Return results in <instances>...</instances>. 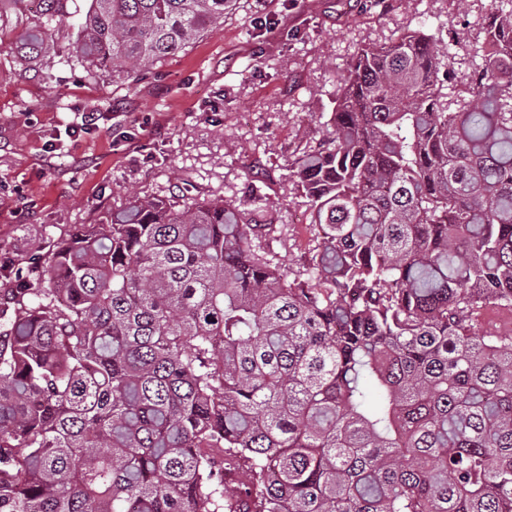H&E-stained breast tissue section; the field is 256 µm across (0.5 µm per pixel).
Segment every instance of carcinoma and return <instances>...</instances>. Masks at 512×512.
Here are the masks:
<instances>
[{
	"label": "carcinoma",
	"mask_w": 512,
	"mask_h": 512,
	"mask_svg": "<svg viewBox=\"0 0 512 512\" xmlns=\"http://www.w3.org/2000/svg\"><path fill=\"white\" fill-rule=\"evenodd\" d=\"M25 43L133 83L234 0H38ZM466 91L422 29L358 48L279 210L134 195L0 292V512H512V9ZM235 478L229 490L227 479Z\"/></svg>",
	"instance_id": "carcinoma-1"
}]
</instances>
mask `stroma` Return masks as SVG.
Segmentation results:
<instances>
[{
	"label": "stroma",
	"mask_w": 512,
	"mask_h": 512,
	"mask_svg": "<svg viewBox=\"0 0 512 512\" xmlns=\"http://www.w3.org/2000/svg\"><path fill=\"white\" fill-rule=\"evenodd\" d=\"M501 0H233L223 29L118 84L57 66L75 20L49 31L46 57L11 48L35 28L29 0L0 12V289L68 231L97 223L133 193L243 202L248 184L280 208L283 267L316 242L310 212L288 180V163L329 111L358 47L424 28L451 42L460 75L476 59L490 9ZM97 129L76 137V113Z\"/></svg>",
	"instance_id": "obj_1"
}]
</instances>
